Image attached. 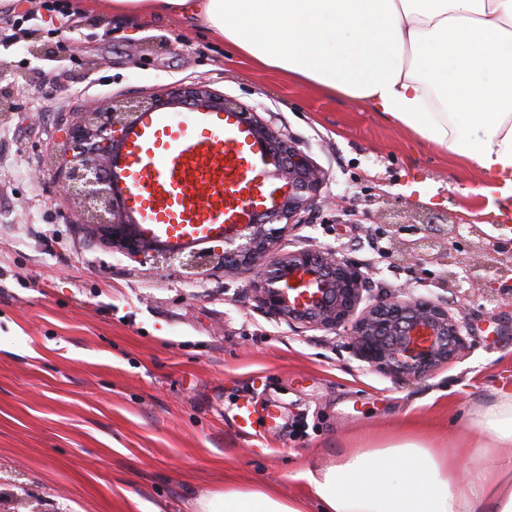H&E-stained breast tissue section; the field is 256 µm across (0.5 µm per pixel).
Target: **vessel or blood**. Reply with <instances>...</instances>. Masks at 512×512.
<instances>
[{
	"label": "vessel or blood",
	"mask_w": 512,
	"mask_h": 512,
	"mask_svg": "<svg viewBox=\"0 0 512 512\" xmlns=\"http://www.w3.org/2000/svg\"><path fill=\"white\" fill-rule=\"evenodd\" d=\"M124 208L139 220L144 242L191 249L223 238L277 207L281 185L271 160L235 112H144L112 163ZM277 408L240 401L234 427L251 436L254 417Z\"/></svg>",
	"instance_id": "obj_1"
}]
</instances>
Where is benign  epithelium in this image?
<instances>
[{
    "label": "benign epithelium",
    "mask_w": 512,
    "mask_h": 512,
    "mask_svg": "<svg viewBox=\"0 0 512 512\" xmlns=\"http://www.w3.org/2000/svg\"><path fill=\"white\" fill-rule=\"evenodd\" d=\"M172 105L239 113L286 182L288 192L277 208L245 225L246 233L225 240L224 268L251 275L259 308L307 328L344 329L359 360L398 379L423 378L465 353V319L450 313L440 301L394 291L364 306L368 276L337 252L303 248L281 257L270 254L274 240L301 223L302 214L315 205L323 173L254 109L232 103L204 85L136 102L112 99L93 108V114L78 116L73 124L61 153L64 175L69 182H82L87 198L111 209V223L97 228L112 241V247L133 257L151 249L138 237L114 188L112 156L138 114ZM505 251L503 244L496 243L488 259L469 266L473 287L512 271L504 263Z\"/></svg>",
    "instance_id": "7a95c632"
}]
</instances>
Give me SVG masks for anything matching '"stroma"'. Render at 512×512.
Here are the masks:
<instances>
[{
	"label": "stroma",
	"instance_id": "obj_1",
	"mask_svg": "<svg viewBox=\"0 0 512 512\" xmlns=\"http://www.w3.org/2000/svg\"><path fill=\"white\" fill-rule=\"evenodd\" d=\"M191 84L255 107L324 172L320 204L274 254L338 252L370 271L368 302L447 300L465 313V355L398 380L343 331L266 314L245 272L188 279L87 234L60 189L66 128L106 100ZM480 181L369 104L257 68L205 30L0 0V512H186L196 492L256 483L306 499L300 472L360 442L415 432L457 447L471 407L512 387V274L478 291L448 263L474 259L470 226L501 235ZM425 237L434 249L416 254ZM245 397L277 401V429L236 433Z\"/></svg>",
	"mask_w": 512,
	"mask_h": 512
}]
</instances>
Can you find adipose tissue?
<instances>
[{
  "instance_id": "1",
  "label": "adipose tissue",
  "mask_w": 512,
  "mask_h": 512,
  "mask_svg": "<svg viewBox=\"0 0 512 512\" xmlns=\"http://www.w3.org/2000/svg\"><path fill=\"white\" fill-rule=\"evenodd\" d=\"M197 25L269 71L369 103L482 175L512 209V0H92ZM458 448L391 436L305 470L311 501L262 485L202 491L191 512H512V390L469 411Z\"/></svg>"
}]
</instances>
